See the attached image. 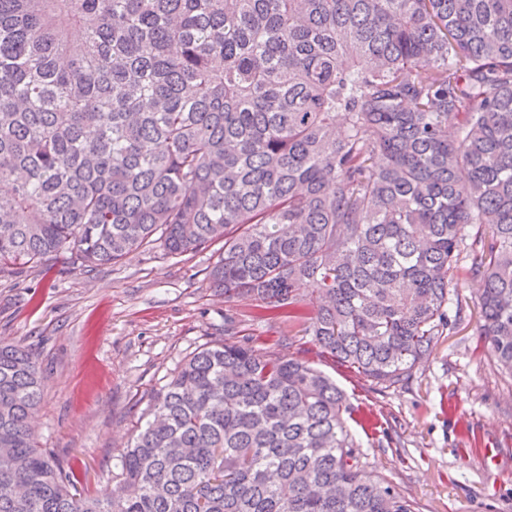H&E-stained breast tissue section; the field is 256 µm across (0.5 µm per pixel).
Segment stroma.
<instances>
[{"label": "stroma", "instance_id": "obj_1", "mask_svg": "<svg viewBox=\"0 0 512 512\" xmlns=\"http://www.w3.org/2000/svg\"><path fill=\"white\" fill-rule=\"evenodd\" d=\"M218 252L174 256L157 246L85 268L64 250L0 277V339L32 353L43 377L37 441L87 471L89 495L111 493L153 396L184 360L223 341L225 315L244 310L210 286ZM477 287L459 279L465 320L403 389H371L310 337L281 340L282 324L251 317L245 329L336 381L366 470L418 512H512V377L480 342ZM488 443L498 452L492 461L481 452Z\"/></svg>", "mask_w": 512, "mask_h": 512}]
</instances>
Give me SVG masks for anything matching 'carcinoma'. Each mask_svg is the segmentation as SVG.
Masks as SVG:
<instances>
[{
	"mask_svg": "<svg viewBox=\"0 0 512 512\" xmlns=\"http://www.w3.org/2000/svg\"><path fill=\"white\" fill-rule=\"evenodd\" d=\"M84 35L71 52L70 30ZM222 243L228 300L378 390L480 283L512 377V0H0V275ZM154 397L112 495L42 448L39 368L0 339V512H415L341 388L224 319Z\"/></svg>",
	"mask_w": 512,
	"mask_h": 512,
	"instance_id": "carcinoma-1",
	"label": "carcinoma"
}]
</instances>
